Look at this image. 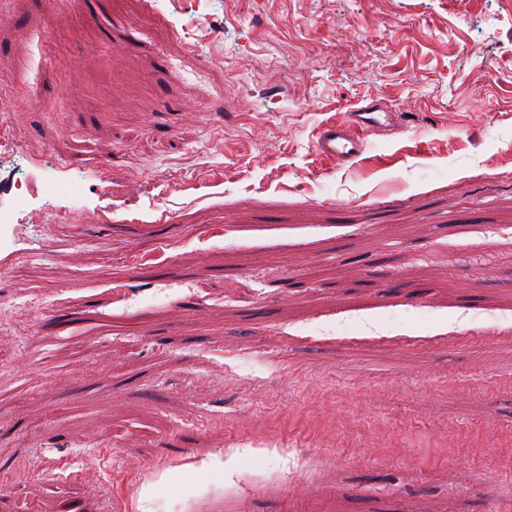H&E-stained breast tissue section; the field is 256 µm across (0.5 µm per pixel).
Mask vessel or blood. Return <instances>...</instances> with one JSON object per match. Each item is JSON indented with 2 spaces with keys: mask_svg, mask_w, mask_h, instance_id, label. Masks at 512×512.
I'll return each instance as SVG.
<instances>
[{
  "mask_svg": "<svg viewBox=\"0 0 512 512\" xmlns=\"http://www.w3.org/2000/svg\"><path fill=\"white\" fill-rule=\"evenodd\" d=\"M395 113L384 112L369 104L348 112L345 120L328 122L320 127L315 150L332 162H346L358 158L365 149V134L392 126Z\"/></svg>",
  "mask_w": 512,
  "mask_h": 512,
  "instance_id": "1",
  "label": "vessel or blood"
}]
</instances>
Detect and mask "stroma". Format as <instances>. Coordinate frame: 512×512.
Here are the masks:
<instances>
[{"instance_id": "1", "label": "stroma", "mask_w": 512, "mask_h": 512, "mask_svg": "<svg viewBox=\"0 0 512 512\" xmlns=\"http://www.w3.org/2000/svg\"><path fill=\"white\" fill-rule=\"evenodd\" d=\"M0 101L85 184L0 288V512H512V0H0ZM395 120L394 112H381L374 104L361 106L348 112L343 121L322 125L316 135L315 150L331 162L354 160L365 149L362 134L390 127Z\"/></svg>"}]
</instances>
